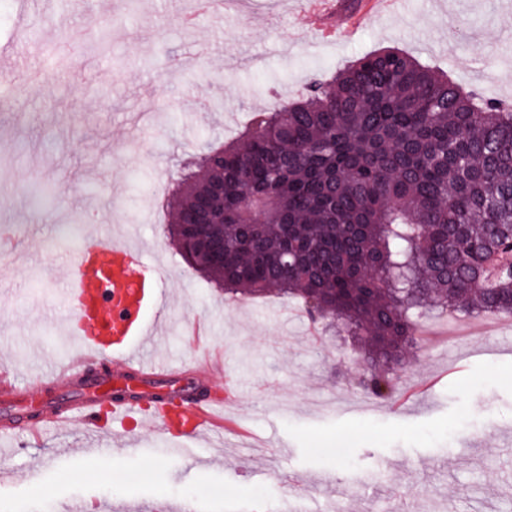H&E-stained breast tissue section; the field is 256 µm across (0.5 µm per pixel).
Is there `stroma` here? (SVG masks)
<instances>
[{
	"label": "stroma",
	"instance_id": "stroma-1",
	"mask_svg": "<svg viewBox=\"0 0 512 512\" xmlns=\"http://www.w3.org/2000/svg\"><path fill=\"white\" fill-rule=\"evenodd\" d=\"M191 0H0V50L15 52L22 75L0 90V209L23 255L0 296V385L15 396L55 402L68 382L51 366L72 353L62 332L65 256L91 229L149 251L172 300L159 343L184 364L185 387L237 390L248 446L215 430L194 440L150 426L124 432L106 412L49 429L38 443L0 435V512H86L167 504L204 512H512V355H495L480 324L469 340L419 352L402 387L434 386L394 408L366 397L345 336L310 340L296 301L273 294L227 301L187 267L162 231L165 177L205 140L234 136L250 112L300 95L308 77L372 51L398 48L465 88L512 102V0H408L405 10L367 21L353 37L313 42L299 0H251L248 10L200 17L207 50L180 58L191 37L180 16ZM27 39H20V25ZM86 36L54 67L43 43ZM109 452L75 465L64 451L86 433ZM60 455L51 471L43 456Z\"/></svg>",
	"mask_w": 512,
	"mask_h": 512
}]
</instances>
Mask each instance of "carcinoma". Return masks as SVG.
<instances>
[{
	"label": "carcinoma",
	"instance_id": "carcinoma-1",
	"mask_svg": "<svg viewBox=\"0 0 512 512\" xmlns=\"http://www.w3.org/2000/svg\"><path fill=\"white\" fill-rule=\"evenodd\" d=\"M172 195L164 234L187 265L357 337L373 399L396 393L426 307L512 316V105L396 48L250 113Z\"/></svg>",
	"mask_w": 512,
	"mask_h": 512
}]
</instances>
